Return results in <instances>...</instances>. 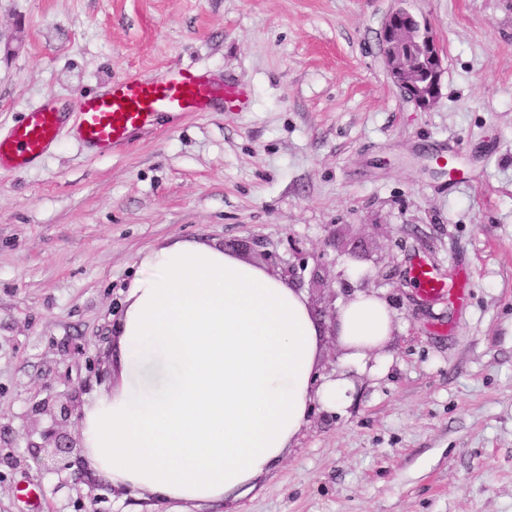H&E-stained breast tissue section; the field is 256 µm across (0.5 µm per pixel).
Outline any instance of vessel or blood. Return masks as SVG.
Listing matches in <instances>:
<instances>
[{
    "mask_svg": "<svg viewBox=\"0 0 512 512\" xmlns=\"http://www.w3.org/2000/svg\"><path fill=\"white\" fill-rule=\"evenodd\" d=\"M238 84L206 71L171 67L149 75L112 80L105 91L81 97L74 132L87 147L107 153L123 145L131 132L155 125L165 115L211 111L223 104L237 112L249 102ZM66 123L64 113L50 105L28 110L7 134H0V170L22 169L43 157ZM413 277L425 297L445 294L447 283L427 263L416 262Z\"/></svg>",
    "mask_w": 512,
    "mask_h": 512,
    "instance_id": "1",
    "label": "vessel or blood"
}]
</instances>
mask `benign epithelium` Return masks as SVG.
Wrapping results in <instances>:
<instances>
[{
	"label": "benign epithelium",
	"mask_w": 512,
	"mask_h": 512,
	"mask_svg": "<svg viewBox=\"0 0 512 512\" xmlns=\"http://www.w3.org/2000/svg\"><path fill=\"white\" fill-rule=\"evenodd\" d=\"M383 56L387 74L418 107L428 109L441 96L444 72L440 51L432 32L403 7L392 9L382 26ZM74 411L72 401L41 400L31 410L32 417L48 416L52 427L43 431L42 442L29 444L35 455H44L48 467L54 471L72 466L75 452L70 442L61 435Z\"/></svg>",
	"instance_id": "obj_1"
}]
</instances>
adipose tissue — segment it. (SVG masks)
Returning <instances> with one entry per match:
<instances>
[{
  "label": "adipose tissue",
  "mask_w": 512,
  "mask_h": 512,
  "mask_svg": "<svg viewBox=\"0 0 512 512\" xmlns=\"http://www.w3.org/2000/svg\"><path fill=\"white\" fill-rule=\"evenodd\" d=\"M112 341V383L86 404L80 446L112 484L214 503L248 489L300 432L317 384L323 328L304 294L263 267L198 240L140 262ZM392 331L385 300L360 292L336 333L358 361Z\"/></svg>",
  "instance_id": "obj_1"
}]
</instances>
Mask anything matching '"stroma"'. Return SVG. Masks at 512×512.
Wrapping results in <instances>:
<instances>
[{"mask_svg":"<svg viewBox=\"0 0 512 512\" xmlns=\"http://www.w3.org/2000/svg\"><path fill=\"white\" fill-rule=\"evenodd\" d=\"M399 5L444 57L427 110L385 69ZM167 66L250 101L162 117L104 156L67 129L0 170V512H512V0H0V133ZM176 240L259 266L299 246L320 377L349 386L219 504L132 496L81 460L47 470L29 444L49 419L25 428L34 403L81 407L109 386L139 260ZM419 258L465 292L424 300ZM359 291L393 324L351 364L335 318Z\"/></svg>","mask_w":512,"mask_h":512,"instance_id":"1","label":"stroma"}]
</instances>
